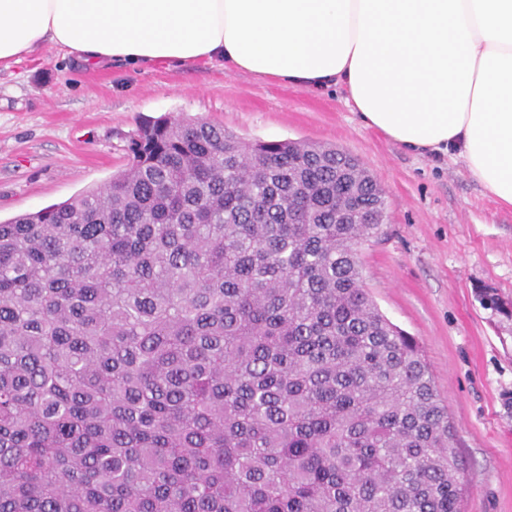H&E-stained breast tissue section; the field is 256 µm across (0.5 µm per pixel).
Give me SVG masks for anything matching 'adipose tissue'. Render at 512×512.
Returning a JSON list of instances; mask_svg holds the SVG:
<instances>
[{
    "instance_id": "1",
    "label": "adipose tissue",
    "mask_w": 512,
    "mask_h": 512,
    "mask_svg": "<svg viewBox=\"0 0 512 512\" xmlns=\"http://www.w3.org/2000/svg\"><path fill=\"white\" fill-rule=\"evenodd\" d=\"M47 47L340 89L365 127L512 206V0H0V71Z\"/></svg>"
}]
</instances>
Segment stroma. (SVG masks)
<instances>
[{"instance_id": "obj_1", "label": "stroma", "mask_w": 512, "mask_h": 512, "mask_svg": "<svg viewBox=\"0 0 512 512\" xmlns=\"http://www.w3.org/2000/svg\"><path fill=\"white\" fill-rule=\"evenodd\" d=\"M157 119L204 120L247 141L343 149L385 191L382 235L359 249L381 312L422 347L465 464L462 512H512V207L462 163L364 127L342 92L265 82L213 62L82 70L44 49L0 72V222L108 183Z\"/></svg>"}]
</instances>
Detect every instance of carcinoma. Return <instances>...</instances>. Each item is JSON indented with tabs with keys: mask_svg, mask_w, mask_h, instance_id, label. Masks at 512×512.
<instances>
[{
	"mask_svg": "<svg viewBox=\"0 0 512 512\" xmlns=\"http://www.w3.org/2000/svg\"><path fill=\"white\" fill-rule=\"evenodd\" d=\"M129 152L0 223V512H461L429 365L363 285L370 172L204 121Z\"/></svg>",
	"mask_w": 512,
	"mask_h": 512,
	"instance_id": "cac0c4a2",
	"label": "carcinoma"
}]
</instances>
